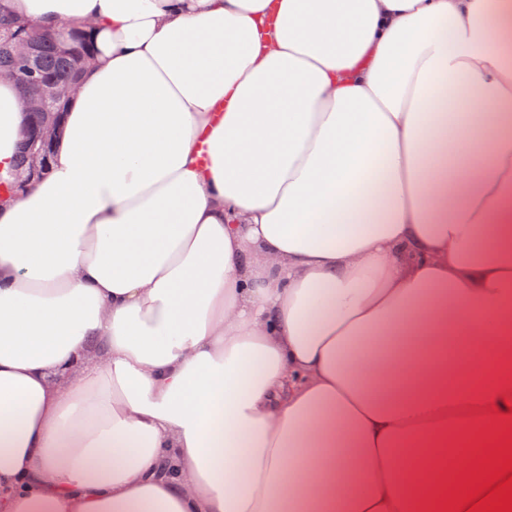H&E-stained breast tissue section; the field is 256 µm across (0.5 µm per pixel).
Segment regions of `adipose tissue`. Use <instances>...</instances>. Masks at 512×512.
I'll return each mask as SVG.
<instances>
[{
	"label": "adipose tissue",
	"mask_w": 512,
	"mask_h": 512,
	"mask_svg": "<svg viewBox=\"0 0 512 512\" xmlns=\"http://www.w3.org/2000/svg\"><path fill=\"white\" fill-rule=\"evenodd\" d=\"M0 9L98 49L0 193V512H433L512 427V0Z\"/></svg>",
	"instance_id": "ef3b65f1"
}]
</instances>
